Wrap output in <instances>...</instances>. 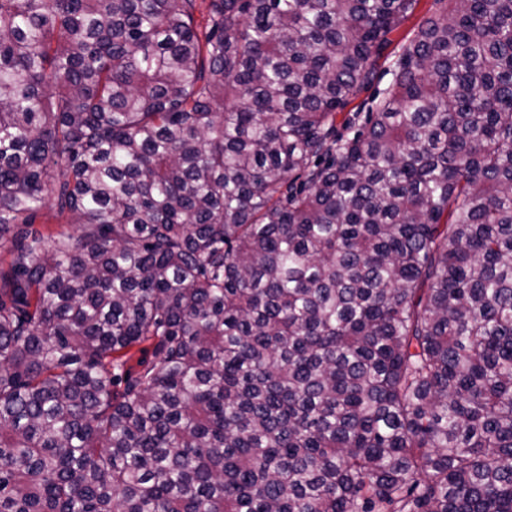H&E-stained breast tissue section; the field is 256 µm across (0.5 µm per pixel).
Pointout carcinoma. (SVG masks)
Listing matches in <instances>:
<instances>
[{
	"label": "carcinoma",
	"instance_id": "cac0c4a2",
	"mask_svg": "<svg viewBox=\"0 0 512 512\" xmlns=\"http://www.w3.org/2000/svg\"><path fill=\"white\" fill-rule=\"evenodd\" d=\"M418 3L0 0V512H512V0ZM433 3V0H420L415 14L405 21L401 27L392 34L391 38L393 40V44L390 46L388 52H391L406 35L409 36L425 16H428L435 10ZM392 60H388L384 65L383 62L382 68L380 69V78L374 83L372 87L368 90L364 91L354 102L349 104L344 110H342L337 116V123L340 124L343 119L349 115V113L353 112H366L369 107L372 105V98L377 89L381 90L387 86L391 79V75H384V69L387 68L391 64Z\"/></svg>",
	"mask_w": 512,
	"mask_h": 512
}]
</instances>
